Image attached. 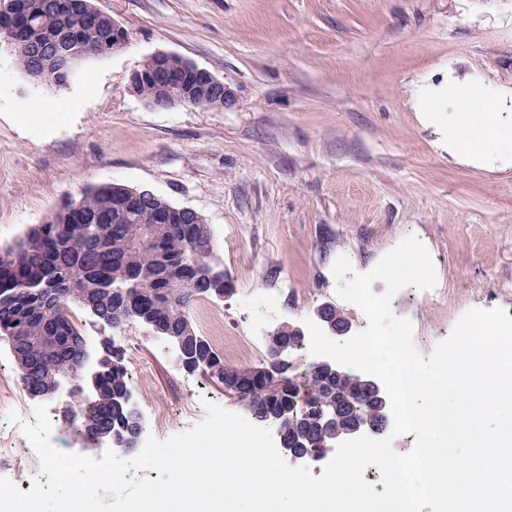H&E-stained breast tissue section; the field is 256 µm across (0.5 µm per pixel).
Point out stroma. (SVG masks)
<instances>
[{"mask_svg":"<svg viewBox=\"0 0 512 512\" xmlns=\"http://www.w3.org/2000/svg\"><path fill=\"white\" fill-rule=\"evenodd\" d=\"M129 33L127 45L79 61L65 86L37 85L0 41V248L45 223L64 199L115 183L187 207L209 224L233 290L210 302L197 333L267 344L279 326H305L336 294L346 256L372 269L416 236L435 268L434 292L400 289L393 312L430 355L470 309L512 316V141L462 157L448 146L454 81L500 92L497 126L512 130V0H94ZM157 53L230 86V108L154 109L130 75ZM91 363L113 337L127 365L146 436L166 440L203 423L206 402L244 409L223 383L177 361L138 322L114 331L73 307ZM92 389L38 400L0 339V466L17 487L41 463L22 431L45 404L51 442L93 458L63 422ZM169 405L157 430L155 399ZM20 422H6L9 411Z\"/></svg>","mask_w":512,"mask_h":512,"instance_id":"obj_1","label":"stroma"}]
</instances>
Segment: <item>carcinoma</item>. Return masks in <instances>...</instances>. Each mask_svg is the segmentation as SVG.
<instances>
[{
  "mask_svg": "<svg viewBox=\"0 0 512 512\" xmlns=\"http://www.w3.org/2000/svg\"><path fill=\"white\" fill-rule=\"evenodd\" d=\"M22 10L24 15L14 18L0 12V36L18 40L14 50L25 72L30 68V52L54 56V46L43 42L54 32L92 44L104 56L114 52L112 20L106 15L95 18L69 5V0H22ZM163 74L178 84L187 80L189 72L184 60L174 56L165 62ZM166 203L165 199L123 202L112 194V184H100L77 200L65 201L50 222L31 228L16 246L0 249V335L8 339L31 396H47L42 372L48 367L70 376L80 374L70 345V337L80 332L71 318L72 305L55 295L60 288L93 298L98 321L114 331L129 321L148 322L159 328V336L194 341L196 353L184 365L188 370L214 378L227 369L189 316L193 304L189 289L196 290L198 299L214 301L231 287L222 273L211 281L195 280L194 265L216 256L209 225L187 224L171 209L168 222L156 227L153 247L131 246L142 225L154 223V209ZM193 242L201 245V253L190 249ZM130 277L140 279L149 293L137 288L123 291ZM171 279L180 280L182 288L167 287ZM48 336L55 341L48 342ZM103 350L109 359L99 369L95 397L64 414L80 439L100 426L125 436L142 427L138 411L125 401L130 387L122 350L111 339L105 340ZM268 350L269 363L254 371L269 368L271 374L251 379L248 369L241 370L239 403L256 422L277 424L286 453L308 454L324 447L329 436L309 426L322 407V373L309 366L300 381L284 353L271 345Z\"/></svg>",
  "mask_w": 512,
  "mask_h": 512,
  "instance_id": "obj_1",
  "label": "carcinoma"
}]
</instances>
